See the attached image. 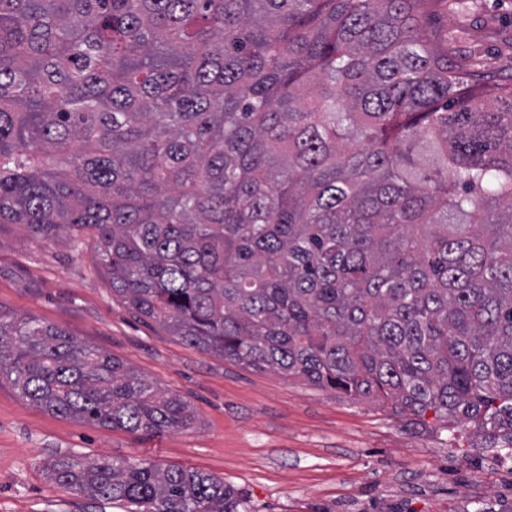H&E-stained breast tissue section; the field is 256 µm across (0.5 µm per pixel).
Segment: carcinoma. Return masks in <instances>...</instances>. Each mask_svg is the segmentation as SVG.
Wrapping results in <instances>:
<instances>
[{
	"label": "carcinoma",
	"instance_id": "obj_1",
	"mask_svg": "<svg viewBox=\"0 0 512 512\" xmlns=\"http://www.w3.org/2000/svg\"><path fill=\"white\" fill-rule=\"evenodd\" d=\"M432 0H0V224L94 243L140 321L512 451V81L428 46ZM163 434L179 396L35 318L0 376ZM121 512H240L224 481L78 455Z\"/></svg>",
	"mask_w": 512,
	"mask_h": 512
}]
</instances>
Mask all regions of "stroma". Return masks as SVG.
<instances>
[{"label": "stroma", "instance_id": "35a3bbf8", "mask_svg": "<svg viewBox=\"0 0 512 512\" xmlns=\"http://www.w3.org/2000/svg\"><path fill=\"white\" fill-rule=\"evenodd\" d=\"M429 46L512 78V0H434ZM0 316L33 317L100 348L186 400L188 429L157 436L42 411L0 379V512H113L53 484L60 455L123 458L212 474L250 512H512V456L467 423L452 434L378 405L258 370L135 319L94 247L0 226Z\"/></svg>", "mask_w": 512, "mask_h": 512}]
</instances>
